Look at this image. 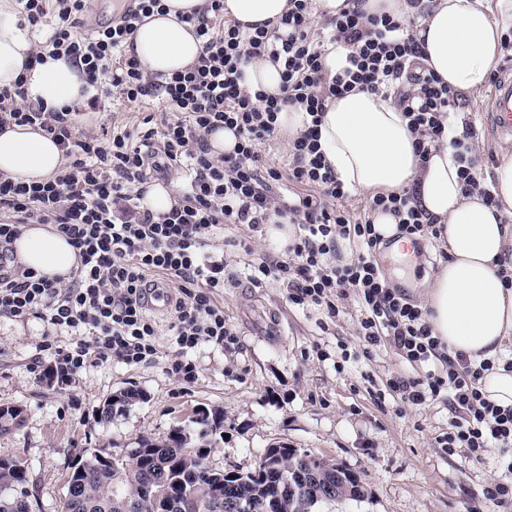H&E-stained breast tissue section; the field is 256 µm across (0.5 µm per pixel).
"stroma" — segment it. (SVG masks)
I'll list each match as a JSON object with an SVG mask.
<instances>
[{
  "label": "stroma",
  "instance_id": "stroma-1",
  "mask_svg": "<svg viewBox=\"0 0 512 512\" xmlns=\"http://www.w3.org/2000/svg\"><path fill=\"white\" fill-rule=\"evenodd\" d=\"M160 110L151 99L111 112L88 109L81 126L132 129ZM464 110L481 142L479 167L491 175L512 155V139L493 136L487 98L465 102ZM375 259L392 287L409 283V298L418 301L430 263L413 269L381 247ZM224 260V317L237 341L197 351L198 378L186 387L165 371L175 355L165 339L152 363L111 360L87 367L71 387L47 384L31 371L44 324L0 317V407L22 408L24 416L20 428L0 435V458L25 465L28 512H61L73 461L125 455L144 437L165 441L173 428L190 427L195 411L211 409L224 413L207 458L213 469L248 471L267 448L285 445L361 478L367 499L327 502L320 512H503L490 495L505 480L497 449L478 459L461 449L446 453L436 439L451 424L447 404L411 408L387 395L388 380L413 369L389 344L364 348L353 296L340 300L332 321L319 310L293 308L283 289L252 287L244 276L247 257L237 248L225 247ZM126 390L136 399L104 416L109 399ZM381 390L386 398L379 405L374 395Z\"/></svg>",
  "mask_w": 512,
  "mask_h": 512
}]
</instances>
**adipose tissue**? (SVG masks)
Here are the masks:
<instances>
[{"label":"adipose tissue","mask_w":512,"mask_h":512,"mask_svg":"<svg viewBox=\"0 0 512 512\" xmlns=\"http://www.w3.org/2000/svg\"><path fill=\"white\" fill-rule=\"evenodd\" d=\"M167 15L145 20L125 45L127 56L149 72L170 75L192 65L201 42L180 12H203L208 0H164ZM370 13L405 19L417 16L412 31L422 44L425 64L442 82L477 99L502 52L512 27V0H433L416 15L407 0H366ZM288 10V0H224V13L240 25L273 26ZM34 42L20 26L16 0H0V87L26 79V97L46 108L83 101L84 75L67 58L27 67ZM320 149L346 188L368 195L416 189L419 206L435 217L448 258L428 280L423 308L432 334L451 354L472 362L491 361L480 381L486 396L512 407V158L494 170V204L479 191L464 192L461 163L450 141L463 133L454 117L447 141L427 160L415 153L408 120L392 99L351 91L332 99L319 126ZM60 147L39 126L9 125L0 130V175L39 181L64 164ZM16 260L39 276L69 278L76 250L54 228L25 226L14 242Z\"/></svg>","instance_id":"1"}]
</instances>
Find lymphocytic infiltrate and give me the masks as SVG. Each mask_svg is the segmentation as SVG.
I'll use <instances>...</instances> for the list:
<instances>
[{
	"instance_id": "lymphocytic-infiltrate-1",
	"label": "lymphocytic infiltrate",
	"mask_w": 512,
	"mask_h": 512,
	"mask_svg": "<svg viewBox=\"0 0 512 512\" xmlns=\"http://www.w3.org/2000/svg\"><path fill=\"white\" fill-rule=\"evenodd\" d=\"M17 3L22 25L43 36L31 63L65 55L81 64L91 108L105 109L115 97L129 103L154 97L165 104L160 120L148 116L142 127L99 134L79 129L76 110L28 102L22 83L0 88V130L40 125L66 158L41 182L0 177V316H31L71 338L65 346L44 338L41 349L54 364L43 377L72 384L88 366L109 360L128 366L155 361L163 331L147 313L143 294L148 277L158 275L176 290L165 332L179 356L167 372L179 384L194 383L191 352L234 339L221 303L226 265L217 229L235 224L259 232L267 224H294L298 233L282 254L248 263V282L284 288L293 307L317 308L331 320L340 313L339 300L354 291L365 343L389 342L403 360L425 367L418 376L389 380V390L410 407L445 402L452 421L442 447L464 448L477 458L498 449L502 472L512 475V408L496 405L478 387L489 363L443 351L425 312L389 287L373 256L381 240L374 231L377 210L395 215L400 232L411 237L438 236L434 218L411 191L376 195L363 215H350L343 206L349 192L318 144L329 99L356 89L393 93L420 159L442 141L462 98L423 65L426 53L409 24L367 13L364 0H345L317 27L313 0H289L276 26L247 32L225 22L224 0H209L205 14L183 17L202 42L196 62L154 76L123 47L145 18L165 14L163 0H135L117 21L83 35L78 28L90 0ZM339 49L345 64L328 73L325 58ZM264 57L282 65L279 94L245 85L246 68ZM288 103L303 107L308 121L288 141L283 172L263 163L261 148L278 137L277 117ZM220 127L234 130L237 144L215 157L207 136ZM152 168L184 177L163 214L142 203ZM27 224L53 225L77 250L78 267L68 282L17 264L13 243ZM342 239L361 245L344 263L337 260Z\"/></svg>"
}]
</instances>
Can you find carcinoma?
<instances>
[{"instance_id":"carcinoma-1","label":"carcinoma","mask_w":512,"mask_h":512,"mask_svg":"<svg viewBox=\"0 0 512 512\" xmlns=\"http://www.w3.org/2000/svg\"><path fill=\"white\" fill-rule=\"evenodd\" d=\"M22 422L13 409H0L1 434L13 432ZM194 423L197 430L192 436L175 428L165 442L143 438L125 456L107 455L102 460L96 454L74 462L68 483L92 504L83 512H124V500L134 498L140 499L138 512H156L152 490L159 487L167 489L169 502L178 505L166 512H224L213 507L204 492V487L213 484V476L221 481L224 502L257 506L272 498L279 501L281 512H317L324 502L367 497L365 492L351 498L336 493V475L323 470L327 460L306 451L293 454L283 449L274 468L267 450L250 472L215 471L206 463L207 450L212 448L211 437L222 427L223 416L207 412ZM27 481L23 464L0 459V512H23L16 498L1 492L23 495Z\"/></svg>"}]
</instances>
